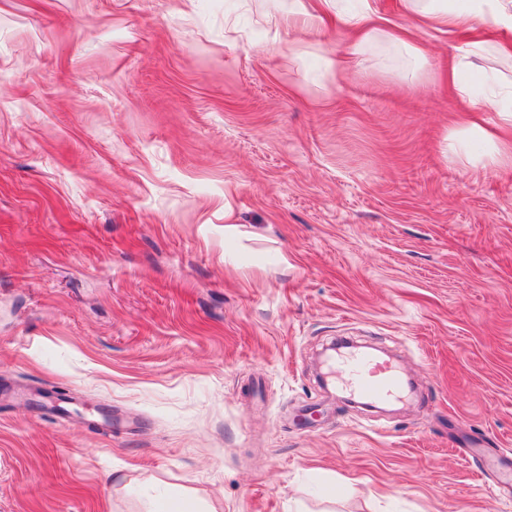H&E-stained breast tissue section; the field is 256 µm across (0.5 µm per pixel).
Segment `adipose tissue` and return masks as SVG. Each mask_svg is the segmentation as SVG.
Returning <instances> with one entry per match:
<instances>
[{"mask_svg": "<svg viewBox=\"0 0 512 512\" xmlns=\"http://www.w3.org/2000/svg\"><path fill=\"white\" fill-rule=\"evenodd\" d=\"M399 9L413 19V26L395 24L373 0H365L354 14L341 10L339 0H289L288 29L293 37L284 48L301 52L296 33L335 26L346 32L354 53L384 40L418 60L424 50L416 39L417 28L461 36V43L448 58V87L467 116L454 125V133L490 140V133L477 117L483 103L497 112L502 130L512 131V82L502 86L486 81L485 69L477 63L487 54L512 59V0H399Z\"/></svg>", "mask_w": 512, "mask_h": 512, "instance_id": "obj_1", "label": "adipose tissue"}]
</instances>
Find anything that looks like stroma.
I'll return each mask as SVG.
<instances>
[{"label":"stroma","mask_w":512,"mask_h":512,"mask_svg":"<svg viewBox=\"0 0 512 512\" xmlns=\"http://www.w3.org/2000/svg\"><path fill=\"white\" fill-rule=\"evenodd\" d=\"M288 2L0 0V512H512V164ZM354 375V388L359 399L384 403L400 396L404 388L401 373L385 360L364 353L347 358Z\"/></svg>","instance_id":"obj_1"}]
</instances>
